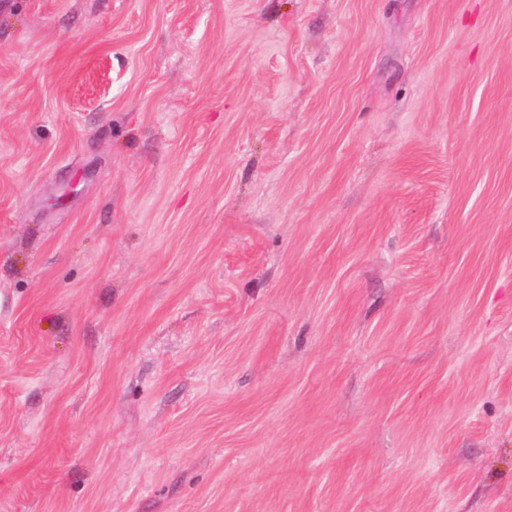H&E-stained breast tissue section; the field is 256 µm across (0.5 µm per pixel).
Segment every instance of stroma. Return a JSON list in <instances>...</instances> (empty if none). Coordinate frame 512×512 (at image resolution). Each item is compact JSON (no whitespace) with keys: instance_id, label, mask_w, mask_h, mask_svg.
<instances>
[{"instance_id":"1","label":"stroma","mask_w":512,"mask_h":512,"mask_svg":"<svg viewBox=\"0 0 512 512\" xmlns=\"http://www.w3.org/2000/svg\"><path fill=\"white\" fill-rule=\"evenodd\" d=\"M0 512H512V0H0Z\"/></svg>"}]
</instances>
